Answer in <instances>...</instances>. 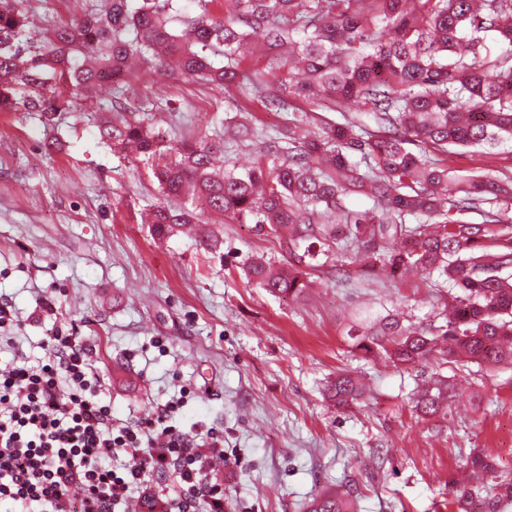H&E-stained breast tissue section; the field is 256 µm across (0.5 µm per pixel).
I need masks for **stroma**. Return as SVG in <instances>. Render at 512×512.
<instances>
[{"instance_id":"1","label":"stroma","mask_w":512,"mask_h":512,"mask_svg":"<svg viewBox=\"0 0 512 512\" xmlns=\"http://www.w3.org/2000/svg\"><path fill=\"white\" fill-rule=\"evenodd\" d=\"M21 2L37 39L84 15L91 0ZM117 101L148 112L173 144L220 131L242 101L259 136L288 121L238 88L163 80L146 63L123 88L98 90L100 113H59L56 148H45L38 114L0 112V297L22 320L31 359L44 357L52 327L84 337L103 399L132 424L187 389L171 423L223 431L234 471L224 512H305L313 495L345 481L357 489L355 512H448V483L472 452L512 472V367L406 369L352 350L347 319L363 307L441 323L448 295L433 277H360L350 246L312 272L303 295L278 296L243 272L251 256L278 266L292 259L255 225L224 224L217 252L191 228L154 238L142 217L164 198L149 166L98 135L99 115ZM343 371L370 387L346 410L327 397ZM438 374L448 378V407L418 417L411 393Z\"/></svg>"}]
</instances>
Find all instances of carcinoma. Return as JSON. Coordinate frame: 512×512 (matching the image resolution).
Here are the masks:
<instances>
[{
	"label": "carcinoma",
	"mask_w": 512,
	"mask_h": 512,
	"mask_svg": "<svg viewBox=\"0 0 512 512\" xmlns=\"http://www.w3.org/2000/svg\"><path fill=\"white\" fill-rule=\"evenodd\" d=\"M15 2L0 0V112H39L52 126L73 108L58 86L92 106L99 86L127 83V62L138 57L163 77L248 90L268 110L287 112L299 99L339 113L309 138L296 136L304 118L292 113L243 170L219 164L217 153L224 138L249 133L245 106L217 145L165 144L133 110L103 118L100 139L149 163L169 199L145 218L155 237L196 223L195 208L180 201L190 188L211 213L261 226L310 268L342 239L368 255L364 276L435 273L458 290L442 325L406 324L391 311L358 316L346 331L353 350L404 366L458 356L512 366V176L448 169L459 150L512 155V0H194L193 14L177 0H111L108 11H88L35 47ZM258 38L270 57L264 74L242 66ZM351 101L359 111H346ZM351 195L373 207L347 208ZM245 271L272 294L309 288L306 273L262 257ZM330 393L342 409L365 398L350 373L336 376ZM413 401L419 415L439 414L448 383L425 385ZM469 469L482 483L453 486L448 512H507L512 476L480 454ZM355 491L339 485L306 512H352Z\"/></svg>",
	"instance_id": "carcinoma-1"
}]
</instances>
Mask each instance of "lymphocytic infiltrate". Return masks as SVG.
Here are the masks:
<instances>
[{"label":"lymphocytic infiltrate","instance_id":"lymphocytic-infiltrate-1","mask_svg":"<svg viewBox=\"0 0 512 512\" xmlns=\"http://www.w3.org/2000/svg\"><path fill=\"white\" fill-rule=\"evenodd\" d=\"M181 406L157 404L136 425L114 417L87 341L53 329L42 361L17 351L0 364V502L12 512H118L137 498L157 512H224L214 469L224 436L177 431L169 420ZM123 454L138 466L119 467Z\"/></svg>","mask_w":512,"mask_h":512}]
</instances>
